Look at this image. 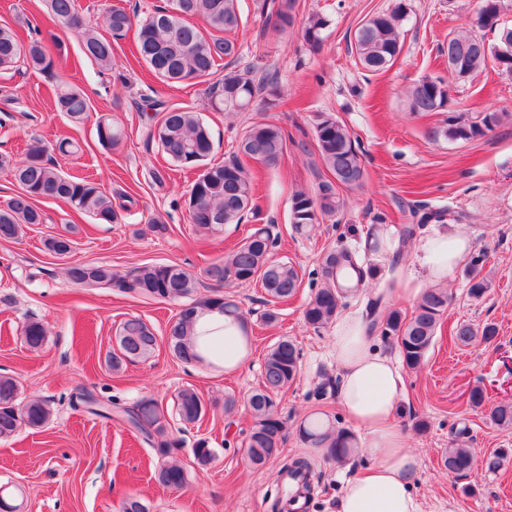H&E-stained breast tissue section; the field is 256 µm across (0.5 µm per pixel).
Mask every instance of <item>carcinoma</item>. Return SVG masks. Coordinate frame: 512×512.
<instances>
[{
	"mask_svg": "<svg viewBox=\"0 0 512 512\" xmlns=\"http://www.w3.org/2000/svg\"><path fill=\"white\" fill-rule=\"evenodd\" d=\"M50 22L78 37L81 53L99 72L112 71L113 43L136 29V50L139 58L161 81L205 83L208 107L213 112H244L260 91L259 81L250 70L232 67L239 48L230 34L239 28L242 17L238 0H170V5L159 7L139 20L125 9L112 7L102 16V27L85 23L78 0H45ZM261 16L273 22L274 30L283 36L293 28L299 12V0H258ZM407 12L400 3L390 12L374 15L357 29L354 45L362 68L379 73L387 70L401 51L399 27ZM478 23L497 34V41L488 43L467 34L448 37V61L456 65V76L465 77L486 65L488 58L503 60L504 71L512 73V31L504 33L499 23L498 0H482ZM328 20L319 13L310 14L303 26V40L311 48L324 42ZM39 72H49L55 66L54 55L40 40H22L7 24H0V72L8 73L19 66ZM56 106L67 119L81 124L89 119L91 102L85 91L76 85L61 82L55 92ZM448 105L447 84L441 79L425 77L409 91L410 111L416 115L441 112ZM155 111L148 127V138L178 167L198 170L196 178L185 193V205L196 231L203 234L222 232L226 224H239L253 209L254 182L249 165L260 164L276 168L293 139L283 127L267 121H256L247 126L237 142L232 159L217 164L207 162L213 149L209 125L202 113L190 108L168 107L160 100L150 101ZM500 121L496 112H486L478 121L465 122L448 118L444 125L431 131L433 138L450 141L476 139L491 130ZM99 143L109 149H118L125 137L124 131L112 124L107 115L95 121ZM313 141L328 176L318 183V191L300 190L290 198V224L295 234L304 236L315 230L325 217L343 207L339 189H354L363 184L364 167L356 140L344 124L331 114L319 113L313 125ZM47 146L35 138L29 144L24 158L15 160L0 154V170L12 173L21 192L0 204V239L16 241L22 238L24 228L41 224L44 214L37 206L42 199L66 203L73 211L85 214L100 224H116L120 211L127 204L114 205L112 195L97 182L63 173L45 159ZM341 188H336V183ZM276 237L266 224H257L239 245L211 260L204 274L212 282L209 294L199 295L200 283L196 276L177 263L142 264L130 270L115 269L102 262L77 264L67 269L70 283L84 291L117 290L123 293L179 302L178 317L167 329V344L172 354L184 362L198 360L194 351L192 320L196 313L217 308L227 316L243 318L234 296L223 289L233 285L258 283L266 294V303L276 305L293 297L300 286L299 271L284 260L273 258ZM45 250L52 256L71 252L72 241L58 235L46 239ZM373 275L364 269L347 250H332L321 262L322 286L304 308L305 322L315 328L331 323L343 306V300L353 295L365 279ZM489 291L487 279L470 274L467 293L475 300ZM448 291L440 288L426 290L407 317L384 298L378 296L367 309L369 331L381 330V336L395 338L404 365L415 370L426 359L432 346L437 326L448 310ZM23 335L33 349L42 347L46 340L45 326L37 320L25 323ZM498 335L493 324L474 327L460 323L453 329L452 339L459 345H468L479 338L488 343ZM157 347V336L150 326L138 317L121 323L116 336V348L108 354V362L115 372L126 364L149 357ZM300 352L296 344L283 338L267 352L263 363L262 383L247 398L246 405L254 419L253 426L242 442L246 457L254 467H263L278 458L288 438L285 419L279 410L278 395L298 374ZM19 381L0 374V438H9L24 428L41 429L51 421L48 402L33 399L19 401ZM90 413L112 419L127 426L140 439L154 448L161 458L153 479L169 489H180L186 484V472L174 453L181 448V440L169 430L162 401L145 396L131 405L117 400H92L91 393L81 395ZM177 411L185 424H194L206 414L202 395L187 387L178 392ZM489 419L497 426L512 429V402L490 406ZM298 437L308 448H319L325 458L343 462L355 452L353 433L336 428L329 417L316 413L299 425ZM194 460L204 468L210 465L216 453L205 438L196 440L191 448ZM476 464L471 448L458 446L448 449L443 465L448 472L460 477ZM282 473L300 478L290 484L282 480V491L274 497L271 508L279 512H294L292 505L302 499L310 502L312 465L308 458L297 457L285 464ZM120 512H149L144 500L135 495L125 496Z\"/></svg>",
	"mask_w": 512,
	"mask_h": 512,
	"instance_id": "carcinoma-1",
	"label": "carcinoma"
}]
</instances>
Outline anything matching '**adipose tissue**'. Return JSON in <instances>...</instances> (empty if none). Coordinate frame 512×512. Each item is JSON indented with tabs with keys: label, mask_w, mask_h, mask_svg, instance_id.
Instances as JSON below:
<instances>
[{
	"label": "adipose tissue",
	"mask_w": 512,
	"mask_h": 512,
	"mask_svg": "<svg viewBox=\"0 0 512 512\" xmlns=\"http://www.w3.org/2000/svg\"><path fill=\"white\" fill-rule=\"evenodd\" d=\"M473 241L455 230H438L420 239L410 266L395 273L397 298L417 301L424 286L445 283L469 257ZM194 346L203 364L225 372L239 370L249 355V328L242 321L210 309L195 318ZM336 364L340 371L337 397L362 441L371 462L349 477L336 512H420L413 492L419 456L395 424L404 390L397 364L377 350L366 323L343 316L334 325Z\"/></svg>",
	"instance_id": "1"
}]
</instances>
